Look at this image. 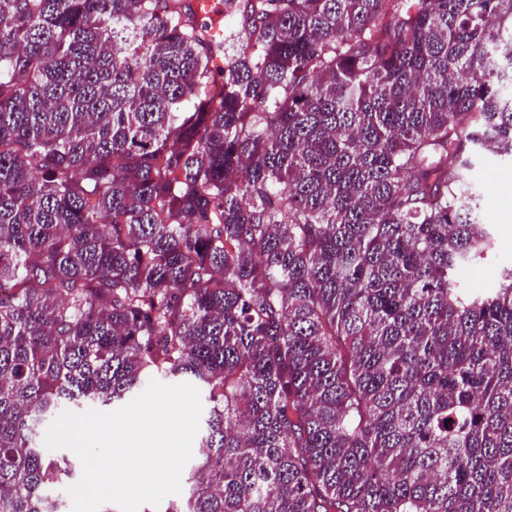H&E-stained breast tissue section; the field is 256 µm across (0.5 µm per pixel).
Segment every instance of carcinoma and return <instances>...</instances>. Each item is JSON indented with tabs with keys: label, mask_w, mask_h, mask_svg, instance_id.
<instances>
[{
	"label": "carcinoma",
	"mask_w": 512,
	"mask_h": 512,
	"mask_svg": "<svg viewBox=\"0 0 512 512\" xmlns=\"http://www.w3.org/2000/svg\"><path fill=\"white\" fill-rule=\"evenodd\" d=\"M217 3L0 0V512L156 376L208 405L165 512H512V268L461 286L512 0Z\"/></svg>",
	"instance_id": "1"
}]
</instances>
